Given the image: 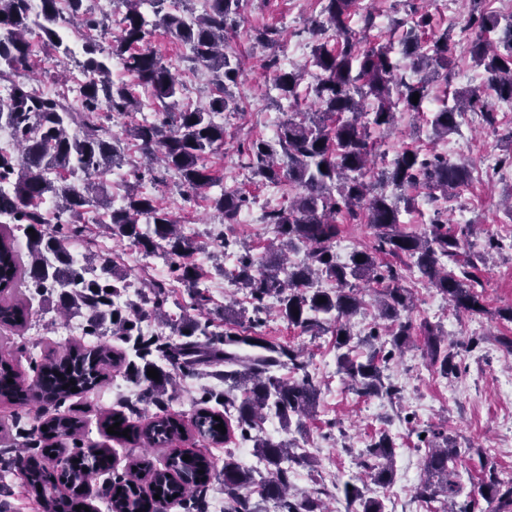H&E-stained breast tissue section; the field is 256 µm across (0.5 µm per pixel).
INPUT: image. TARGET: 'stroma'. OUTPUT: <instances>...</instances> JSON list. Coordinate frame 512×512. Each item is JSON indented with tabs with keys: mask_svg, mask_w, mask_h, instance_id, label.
<instances>
[{
	"mask_svg": "<svg viewBox=\"0 0 512 512\" xmlns=\"http://www.w3.org/2000/svg\"><path fill=\"white\" fill-rule=\"evenodd\" d=\"M423 7L433 16V27L427 31V38L447 36L455 68L447 80L431 83L424 109L432 112L447 91L475 90L481 88L482 83L478 80L467 83L456 76L457 71L474 69L467 49L469 0H424ZM411 11L410 0H359L358 13L353 16L350 26L361 46L383 45L402 34L404 23L412 18ZM366 12L374 15V26L368 30L361 23V16ZM321 17L318 0L242 2L240 25L227 43L228 51L243 54L246 61L243 75L231 89L238 107L220 115L219 120L226 131L225 143L222 149L207 157L224 187L238 189L250 199L249 207L242 210L236 223H222L220 217L209 210L204 198L184 201L174 181L142 183V191L156 197L163 207L172 211L187 233L194 235L198 242L209 241L222 233L231 240L251 246L255 254L265 255L273 238L271 227L263 222V215L269 209L267 188L253 177L238 147L257 138L274 140L278 122L288 113L314 111L307 89L313 81L312 75H305V84L299 89L300 99L294 102L280 97L265 63L269 58L281 57L286 48L296 46L300 49L296 67L307 66L317 43L310 31L311 23ZM264 26L280 30L281 40L277 45L270 48L253 45L249 38L251 31ZM64 35L75 53L72 59L62 62L43 47L40 30H33L30 40L38 66L27 79L33 84L52 88L54 92L67 93L73 99L77 92L72 89L71 80L73 74L80 71V48L88 33L86 29L71 27ZM499 106L498 100H490L489 108L496 115L495 124L486 123L479 113L467 112L459 117L458 130L440 140L429 138L422 132L423 121L412 112L399 113L398 124L392 131L375 134L382 151L391 156L405 148L444 154L458 140L470 141V152L461 156L460 161L471 170V181L452 196L436 201L430 198L425 187L410 190L415 206L402 212L401 219L407 229L419 232L434 210L439 209L447 214L451 229L469 226L466 252L477 261L485 305L483 313L459 316L435 289L413 284L412 340L384 367L388 382L400 390L397 398H368L355 393L344 375L337 371L334 336L301 333L300 329L288 326L275 314V301H268L271 314L260 327V336L301 351L309 370L316 372L321 389L320 403L315 412L305 418L302 431L284 430L273 416L262 425L264 432L273 439L289 437L297 440L315 459L313 466L290 468L292 495H322L321 490L326 487L330 493L323 497L328 512H346L344 496L333 490L332 484L360 472L361 451L383 430L395 443L396 469L394 485L376 491L385 505V512H440L441 500L426 502L417 499L413 493L424 474L426 456V447L417 434L428 428L441 429L459 448L470 449V456L458 466L464 490H471L478 481V455L482 452L495 462L501 477L512 479V404L505 405L499 400L501 383L512 377V350L498 342L502 336L512 338V322L497 316L498 310L512 306V250L496 252L486 248L487 239L492 235L512 241V220L505 217L502 206L504 199L512 197V178H501L483 170L484 155H502V136L512 129V119L501 115ZM196 260L205 273L203 283L210 298V308L220 310L230 306L239 310L248 307L247 292L238 285L229 284L227 277L215 275L208 254H197ZM74 321V316L59 314L54 302L34 300L27 328L11 334L4 346L8 361L16 370L29 372L33 355L45 356L70 344L71 338L62 328ZM426 321L438 325L447 334L449 342L456 344L460 363L458 376L441 377L425 360L421 325ZM471 336L480 337L481 342L469 350L465 342ZM124 377V368L109 370L108 379L101 386L73 397L63 406L64 411L83 420L86 443L110 448L115 469L119 472L125 470L131 459L142 455L148 456L156 466H164L170 451L166 448L147 449L129 440H110L104 428L108 412L134 408L133 421L140 426L154 415L166 412L182 415L188 420L193 414L192 401L198 397L201 388L209 387L219 392L224 389L222 383L206 376L182 377L162 404H147L142 401L136 385H129L124 395L115 391L114 380Z\"/></svg>",
	"mask_w": 512,
	"mask_h": 512,
	"instance_id": "1",
	"label": "stroma"
}]
</instances>
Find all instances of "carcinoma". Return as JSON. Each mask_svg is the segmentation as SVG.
I'll return each mask as SVG.
<instances>
[{"label":"carcinoma","instance_id":"1","mask_svg":"<svg viewBox=\"0 0 512 512\" xmlns=\"http://www.w3.org/2000/svg\"><path fill=\"white\" fill-rule=\"evenodd\" d=\"M241 2L204 0L203 12L196 15L191 9L166 8L167 0H121L126 11L119 36L106 47L94 38L83 46L84 82L76 106L63 93L37 96L29 84L16 80L37 66L26 35L37 27L46 48L64 59L72 54L64 28L79 23L93 29L104 21L88 16L86 0H0V83H8L9 88L8 96L0 97V127L9 128L17 144L13 151L0 150V186H7L0 190V216L8 219L0 225V328H24L32 315L34 296L45 300L54 296L61 310L85 316L84 335L109 334L132 344L141 364H128L127 376L138 385L145 384L144 397L155 402L163 399L175 376L196 375L206 369L207 375L229 388L222 394L202 391L192 420L199 436L216 445L235 437L252 442L255 453L268 465V477L259 494L275 502L278 512H325L318 497L292 498L288 494V462L293 459L295 444L260 435L271 412L284 427L293 417L310 414L319 403L320 389L294 349L250 336L238 327L245 322L253 331L261 327V314L272 298L279 317L288 325L312 336L327 332L335 336L338 372L358 395L394 399L397 389L384 382L382 366L410 341L413 301L411 290L402 285L401 268L383 261L384 257H406L407 268H416L419 279L446 298L454 311H483L482 293L476 288L477 266L470 259L463 260L468 230L459 236L449 232L448 220L438 210L424 232L400 229L399 202H405L407 210L413 204L401 191L422 184L446 197L469 181L471 171L445 155L404 149L377 178L369 177L378 152L371 131L393 127L399 112L422 111L431 82L448 76L452 64L448 36L422 41L431 28L432 16L416 9L399 48H362L350 30L355 0H321L326 25L338 41L334 46L323 42L312 54L317 74L310 93L319 111L293 112L280 124L275 142L256 139L241 149L258 182L296 190L287 206L264 215L279 249L265 258L254 256L248 247L233 251L237 242L223 236L210 242L221 255L235 256L228 276L248 291L252 304L248 318L243 310L224 313L227 328L220 329L202 314L209 297L199 288L202 269L194 255L206 246L185 236L178 220L139 189L142 173L133 172L135 183L127 187L117 206L104 196V189L105 175L123 164L120 144L126 136L135 141L146 160L144 170L153 180L164 182L174 176L188 197L205 191L210 207L224 223L237 222L247 197L237 189L219 186L205 156L224 146V124L217 122L216 116L234 102L229 85L242 75L239 56L225 47L228 28L237 21ZM146 3L151 6L152 19L142 11ZM468 27L476 30L469 54L488 75V89L497 99L512 102V16L503 22L476 6ZM159 28L187 45L190 60L211 73L214 90L206 104L181 105L183 84L170 66L145 48ZM250 38L268 46L277 41L278 31L259 28ZM114 59L159 106L153 120L144 118L126 126L120 135L109 126L113 115L138 112L142 103L131 85L112 80ZM267 69L281 94L298 100L303 72L285 70L274 59L268 61ZM416 92L419 100L415 103L412 96ZM467 111H479L486 122L494 121L479 92L457 93L452 102H443L432 113L430 137H447L456 128L457 117ZM216 186L219 191L211 192ZM388 187L393 193H386ZM47 200L54 208L52 225L42 209ZM93 204L105 209L97 225L112 238L127 240L146 254L160 250L167 261V277L145 282L137 300L123 306L119 299L128 291L127 276L111 258L93 250L90 225L82 223L84 209ZM338 214L348 224L358 223L364 215L374 229L372 244L352 251L344 261L335 250L341 233L335 220ZM142 218L148 224L145 231L140 227ZM29 228L34 233L27 232ZM16 231L26 238L24 255L15 246ZM76 241L87 249L81 260L71 251ZM300 248L305 250L303 261L289 263L288 253ZM320 280L331 287H316ZM359 281L374 289L378 317L389 321L383 330L368 333L376 345L364 356L358 353L362 340L355 339L350 325L351 317L365 305ZM176 283L187 289L189 306L175 299ZM170 302L181 310L175 318L165 312ZM190 308L196 314H190ZM151 315L165 317L171 335H144L141 321ZM242 345L257 352L242 354L238 351ZM424 347L430 367L446 378L458 374L455 354L441 330L425 327ZM154 355L165 360L166 366L157 364ZM120 363L106 341L90 348L74 344L59 357L31 360L30 381L0 359V400L21 407L33 400L56 404L75 396L73 388L80 394L96 388L103 371ZM286 365L302 376L286 380L274 374V369ZM149 368L158 371L159 379L147 376ZM236 391L240 395H234ZM212 401L224 406V412L208 407ZM221 422L224 434L214 429ZM115 423L119 431H128V437L149 445H171L183 437V421L171 414L158 415L140 428L123 412H111L105 424ZM44 426L47 430L38 427L30 433L38 436L33 446L40 449V455L26 448L4 462V468L16 473L26 498L41 506L49 501L54 512L92 508L84 490L103 473L111 474L106 495L110 512H160V507L168 504L183 512H208L207 490L214 478L224 484L225 512H256L251 503L254 475L231 454L224 457L219 472L205 452L176 450L163 469L139 459L118 473L112 471L109 449L84 444L79 417L58 413ZM185 455L190 459L183 460ZM460 455L461 450L448 444V438L432 432L425 477L415 487L416 496L424 501L442 494L455 499L460 488L448 481V475ZM41 457H55L57 464L49 467L39 461ZM366 457L367 478L353 476L342 483L340 491L351 512H385L383 501L367 495L366 487L393 483L391 437L382 433L372 439ZM144 479L150 487L148 496L141 490ZM61 486L68 494L54 496ZM480 498L494 506L493 512H512V481L502 480L491 465L476 497L443 512H475ZM78 505L82 509L77 511Z\"/></svg>","mask_w":512,"mask_h":512}]
</instances>
